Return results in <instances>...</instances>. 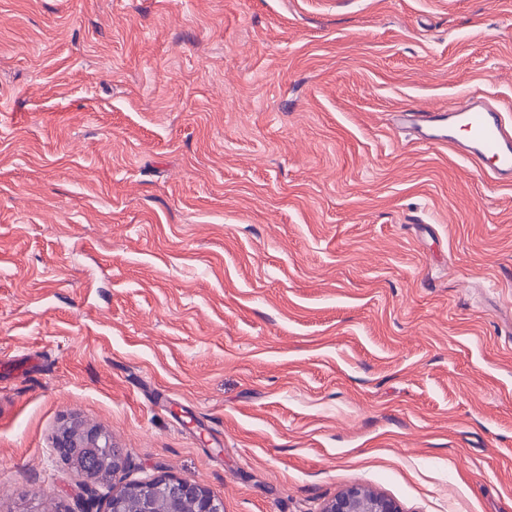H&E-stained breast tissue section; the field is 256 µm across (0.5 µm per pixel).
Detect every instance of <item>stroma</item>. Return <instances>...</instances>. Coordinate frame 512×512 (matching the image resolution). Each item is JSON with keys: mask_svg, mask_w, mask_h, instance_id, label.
<instances>
[{"mask_svg": "<svg viewBox=\"0 0 512 512\" xmlns=\"http://www.w3.org/2000/svg\"><path fill=\"white\" fill-rule=\"evenodd\" d=\"M512 112V0H0V512L53 448L224 512H512V185L391 115ZM53 448L73 470L92 481L113 478L127 464L126 456L112 444L108 435L81 422L63 426L55 437ZM106 467H110V475H104ZM134 489L139 494V512H154V501L160 496L168 501L169 512H179V503L186 499L194 501L195 512H224V501L192 479L159 476ZM164 498L156 503L159 512L167 507ZM392 498L361 485H352L328 501L322 512H402Z\"/></svg>", "mask_w": 512, "mask_h": 512, "instance_id": "1", "label": "stroma"}]
</instances>
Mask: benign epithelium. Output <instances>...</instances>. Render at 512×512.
<instances>
[{
  "label": "benign epithelium",
  "instance_id": "obj_1",
  "mask_svg": "<svg viewBox=\"0 0 512 512\" xmlns=\"http://www.w3.org/2000/svg\"><path fill=\"white\" fill-rule=\"evenodd\" d=\"M54 448L73 470L92 481H104L105 468L116 475L127 464L122 450L112 444L100 429L81 422L63 426L54 440ZM139 512H154V501L165 498L169 512H179V503L190 499L195 512H224V501L196 481L188 478L159 476L136 488ZM322 512H402L392 498L361 485H352L328 501Z\"/></svg>",
  "mask_w": 512,
  "mask_h": 512
}]
</instances>
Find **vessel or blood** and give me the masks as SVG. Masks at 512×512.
<instances>
[{
    "mask_svg": "<svg viewBox=\"0 0 512 512\" xmlns=\"http://www.w3.org/2000/svg\"><path fill=\"white\" fill-rule=\"evenodd\" d=\"M409 123L419 143L448 145L496 179H512V123L496 106L474 102L445 112H417Z\"/></svg>",
    "mask_w": 512,
    "mask_h": 512,
    "instance_id": "vessel-or-blood-1",
    "label": "vessel or blood"
}]
</instances>
